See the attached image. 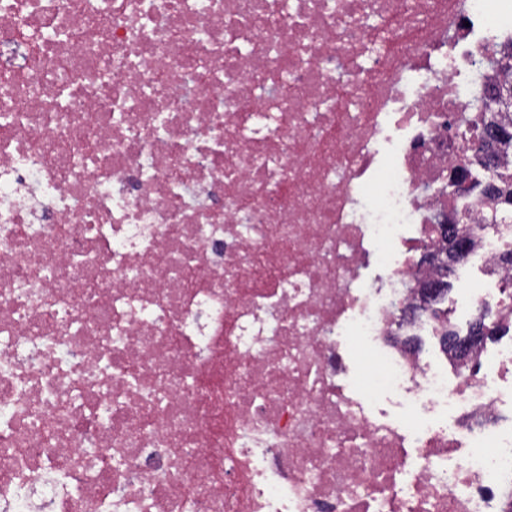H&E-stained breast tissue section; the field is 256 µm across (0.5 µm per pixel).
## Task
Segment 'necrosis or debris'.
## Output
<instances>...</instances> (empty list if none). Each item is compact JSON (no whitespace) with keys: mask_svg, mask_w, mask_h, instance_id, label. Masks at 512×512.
<instances>
[{"mask_svg":"<svg viewBox=\"0 0 512 512\" xmlns=\"http://www.w3.org/2000/svg\"><path fill=\"white\" fill-rule=\"evenodd\" d=\"M512 0H0V512H512V213L441 194ZM441 223L436 225L437 233L445 238L448 244V254L446 252L438 254L419 252L417 258L423 254L422 262L439 266L442 269V276L421 284L420 304L402 311L399 318L400 322L412 321L423 312L433 313L438 310V305L447 301L448 298L455 297L456 289L462 284L455 279L453 281L454 287L451 293L448 294V285L450 284L448 278L453 274L459 261L470 250L469 234L460 228L461 217L457 213L449 214L448 218L442 220ZM486 321L491 323L492 319H487ZM494 333V324H486L483 316H478L472 321L466 334L460 336H449L448 338L440 337L439 341L441 347L446 349L444 350L446 353H448V349H451L461 356H465L473 345L483 342Z\"/></svg>","mask_w":512,"mask_h":512,"instance_id":"4bbe7bcc","label":"necrosis or debris"}]
</instances>
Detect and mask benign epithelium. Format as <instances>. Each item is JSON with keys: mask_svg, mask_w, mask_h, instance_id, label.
<instances>
[{"mask_svg": "<svg viewBox=\"0 0 512 512\" xmlns=\"http://www.w3.org/2000/svg\"><path fill=\"white\" fill-rule=\"evenodd\" d=\"M512 106V90L498 86L487 92L482 101L481 108L485 112H495L501 107ZM480 139L486 142H506L512 139V129H505L494 123H486L480 134ZM448 186L455 194H467L473 191L474 183L463 171L456 172L448 179ZM461 217L452 213L442 223L436 225L437 233L444 237L448 244V252L432 254L423 253L421 260L427 264H434L442 269V276L435 280L421 284L420 304L401 312L399 321H412L426 311L433 312L438 305L448 299L449 277L453 274L459 261L470 250L469 234L460 228ZM495 333L494 324L485 323L481 316L476 317L464 335L439 338L444 349H451L464 356L471 347L480 343Z\"/></svg>", "mask_w": 512, "mask_h": 512, "instance_id": "1", "label": "benign epithelium"}]
</instances>
